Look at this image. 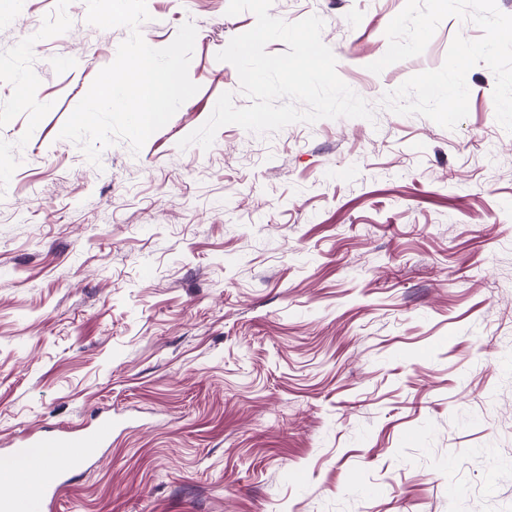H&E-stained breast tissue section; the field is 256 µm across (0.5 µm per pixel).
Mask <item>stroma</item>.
I'll return each instance as SVG.
<instances>
[{
  "label": "stroma",
  "instance_id": "stroma-1",
  "mask_svg": "<svg viewBox=\"0 0 512 512\" xmlns=\"http://www.w3.org/2000/svg\"><path fill=\"white\" fill-rule=\"evenodd\" d=\"M405 3L273 0L323 19L374 118L205 150L178 143L222 93L248 105L216 55L256 18L147 0L154 47L195 26L199 90L96 165L59 133L128 29L85 0L0 14V448L126 421L51 512H512V134L482 64L456 129L382 105L482 35L446 18L372 73Z\"/></svg>",
  "mask_w": 512,
  "mask_h": 512
}]
</instances>
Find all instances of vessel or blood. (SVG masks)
<instances>
[{"label": "vessel or blood", "instance_id": "b4317fda", "mask_svg": "<svg viewBox=\"0 0 512 512\" xmlns=\"http://www.w3.org/2000/svg\"><path fill=\"white\" fill-rule=\"evenodd\" d=\"M113 423L105 419L89 431L74 430L66 434L45 431L39 434H28L16 439L14 453H26L33 448H63L67 451V463L63 470L57 471L53 479L43 478L40 469L28 471V482L37 484L38 500L43 506H50L59 497L66 483L67 472L83 467L96 449L109 444L112 440Z\"/></svg>", "mask_w": 512, "mask_h": 512}]
</instances>
